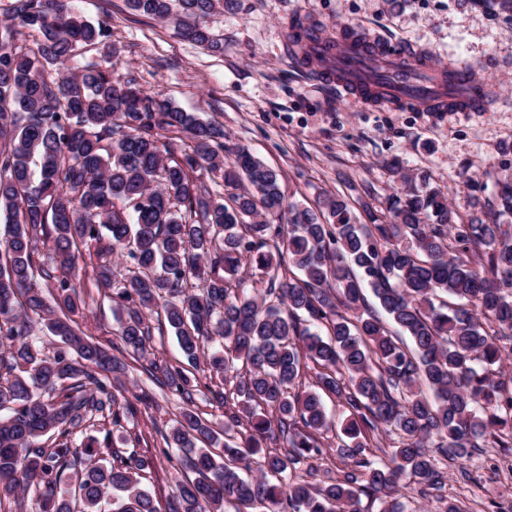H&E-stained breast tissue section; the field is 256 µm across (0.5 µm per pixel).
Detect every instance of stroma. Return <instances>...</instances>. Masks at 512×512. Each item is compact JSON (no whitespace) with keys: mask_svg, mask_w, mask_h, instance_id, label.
Returning <instances> with one entry per match:
<instances>
[{"mask_svg":"<svg viewBox=\"0 0 512 512\" xmlns=\"http://www.w3.org/2000/svg\"><path fill=\"white\" fill-rule=\"evenodd\" d=\"M78 13L107 22L119 48V73L141 89L171 99L187 112L223 125L230 143L248 148L280 171L286 200L315 206L322 191L362 199L384 210L395 185L388 165L409 175H428L447 188L461 217L474 202H487L512 161V22L491 20L472 0H238L236 12L210 16L211 33L224 52L210 53L182 40L171 24L130 10L126 0H75ZM294 20L327 31L353 26L392 45L424 53L445 67L469 65L495 86L477 112H422L415 108L350 102L298 66L285 37ZM86 301L80 324L94 340L115 342L119 312L99 293L92 273L75 279ZM151 381L130 371L119 400L131 401L137 450L155 463L149 485L165 500L178 477L162 457L155 427L170 429L181 402L156 392L152 405L138 403ZM512 493V448H490L449 466L443 499L409 492L408 512H444L445 502L462 512H497Z\"/></svg>","mask_w":512,"mask_h":512,"instance_id":"35a3bbf8","label":"stroma"}]
</instances>
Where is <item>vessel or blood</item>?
<instances>
[{
	"label": "vessel or blood",
	"instance_id": "vessel-or-blood-1",
	"mask_svg": "<svg viewBox=\"0 0 512 512\" xmlns=\"http://www.w3.org/2000/svg\"><path fill=\"white\" fill-rule=\"evenodd\" d=\"M324 51L335 62L327 79L348 99L389 108L425 104L436 109V101L425 98L424 83L389 68V61L407 58V51L357 33L336 45L325 46ZM454 86L458 92L454 109L458 112L468 111L470 103L479 100L484 92L483 80L468 69H455Z\"/></svg>",
	"mask_w": 512,
	"mask_h": 512
}]
</instances>
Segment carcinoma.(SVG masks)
I'll list each match as a JSON object with an SVG mask.
<instances>
[{"mask_svg":"<svg viewBox=\"0 0 512 512\" xmlns=\"http://www.w3.org/2000/svg\"><path fill=\"white\" fill-rule=\"evenodd\" d=\"M72 0H12L0 22V509L161 512L143 480L153 462L75 435L90 422L123 427L134 408L112 388L138 363L183 407L162 454L196 478L176 481L169 512H406L401 489L442 490L443 460L512 447V384L496 377L512 354V182L462 219L442 187L404 186L385 213L324 193L318 209L285 203L281 175L224 126L183 112L115 74L105 22ZM221 54L207 19L237 0H126ZM512 18V0H476ZM27 29L37 38L18 43ZM312 71L331 59L287 34ZM102 61L81 63L90 49ZM452 74L435 76V98ZM224 190H219V187ZM48 259L37 266L39 246ZM118 254L132 265L112 269ZM91 265L121 310V346L107 348L73 319L72 273ZM251 266L268 277L255 288ZM371 289L404 345L365 299ZM163 313L188 362L224 409V444L195 408L196 385L153 357L150 318ZM43 325L59 338L52 348ZM327 330L323 338L321 330ZM318 390L299 393L303 370ZM346 409L328 482L315 461L333 430L322 394ZM387 436L376 455L370 441ZM182 454L174 456L169 449ZM261 456L259 475L242 476Z\"/></svg>","mask_w":512,"mask_h":512,"instance_id":"carcinoma-1","label":"carcinoma"}]
</instances>
